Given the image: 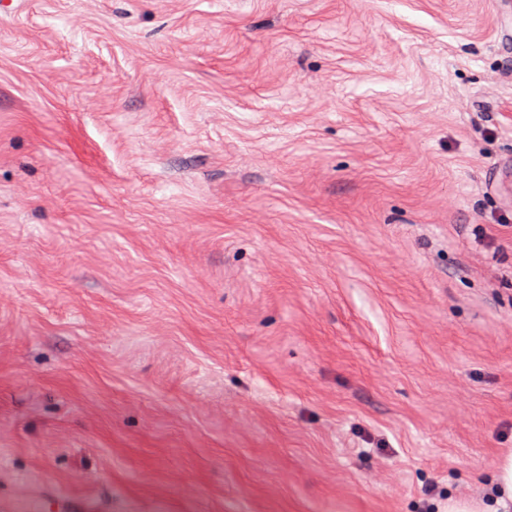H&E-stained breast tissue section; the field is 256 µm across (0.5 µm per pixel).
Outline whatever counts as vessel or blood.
<instances>
[{"label": "vessel or blood", "instance_id": "b4317fda", "mask_svg": "<svg viewBox=\"0 0 512 512\" xmlns=\"http://www.w3.org/2000/svg\"><path fill=\"white\" fill-rule=\"evenodd\" d=\"M0 512H110L108 504L90 494L64 493L51 481L37 478L0 492Z\"/></svg>", "mask_w": 512, "mask_h": 512}]
</instances>
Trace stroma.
<instances>
[{
    "mask_svg": "<svg viewBox=\"0 0 512 512\" xmlns=\"http://www.w3.org/2000/svg\"><path fill=\"white\" fill-rule=\"evenodd\" d=\"M507 453L512 0H6L0 467L423 512Z\"/></svg>",
    "mask_w": 512,
    "mask_h": 512,
    "instance_id": "obj_1",
    "label": "stroma"
}]
</instances>
